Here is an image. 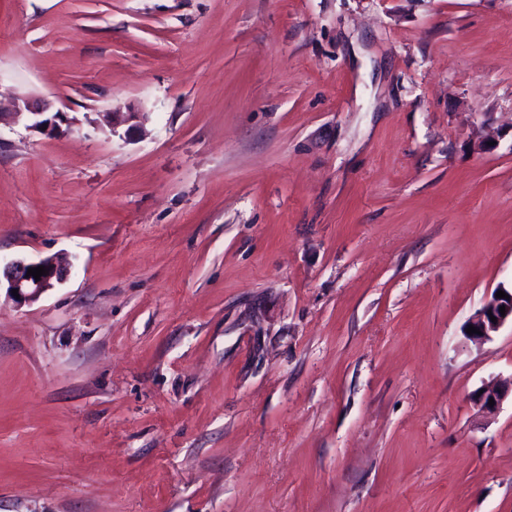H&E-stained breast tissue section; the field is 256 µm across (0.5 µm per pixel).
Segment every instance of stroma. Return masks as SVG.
I'll list each match as a JSON object with an SVG mask.
<instances>
[{
    "label": "stroma",
    "instance_id": "1",
    "mask_svg": "<svg viewBox=\"0 0 512 512\" xmlns=\"http://www.w3.org/2000/svg\"><path fill=\"white\" fill-rule=\"evenodd\" d=\"M0 93L67 116L0 261L71 262L0 295V512H512V0H0ZM140 112H121L120 109H113L110 112H102V123L109 128L112 134H116L118 128L127 125L125 133L130 132L138 127V119ZM39 266H45L48 274L41 276L39 281H36L32 275L27 276L29 268ZM68 273L67 264L57 257H46L36 262L18 258L6 263L3 267L0 262V291L4 282L13 300L18 303L33 302L48 290L53 289L55 284L65 281ZM12 289H18L20 299L13 295ZM498 290L504 291L508 294L509 299L496 298ZM505 306V316H501L499 308ZM488 311H491L492 315L497 318V323L490 320ZM510 322L512 325V289L497 288L491 297L470 317L466 324V329L470 325L476 327L482 332V335L472 334L469 335L465 332V336L468 340L475 343H484L490 341L492 337L506 324ZM483 390L482 394L479 391ZM510 391L512 397V379L510 383L487 382L484 383L476 392L474 397V404L477 406L478 411L484 415L494 414L504 399L508 396ZM493 398L494 406H489V399Z\"/></svg>",
    "mask_w": 512,
    "mask_h": 512
}]
</instances>
